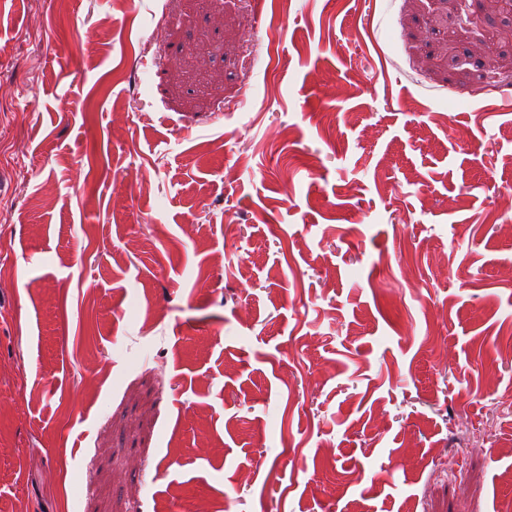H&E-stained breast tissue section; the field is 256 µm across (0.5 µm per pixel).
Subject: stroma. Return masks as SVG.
Wrapping results in <instances>:
<instances>
[{
  "label": "stroma",
  "instance_id": "35a3bbf8",
  "mask_svg": "<svg viewBox=\"0 0 512 512\" xmlns=\"http://www.w3.org/2000/svg\"><path fill=\"white\" fill-rule=\"evenodd\" d=\"M468 4L0 0V512H512Z\"/></svg>",
  "mask_w": 512,
  "mask_h": 512
}]
</instances>
